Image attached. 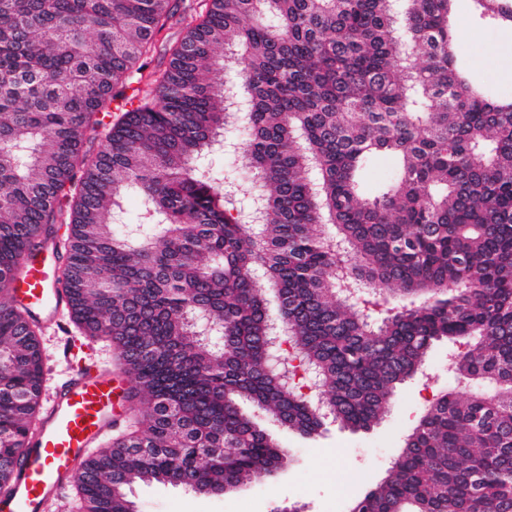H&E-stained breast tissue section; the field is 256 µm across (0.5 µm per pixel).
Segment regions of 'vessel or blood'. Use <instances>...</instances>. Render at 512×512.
Returning <instances> with one entry per match:
<instances>
[{
    "label": "vessel or blood",
    "instance_id": "b4317fda",
    "mask_svg": "<svg viewBox=\"0 0 512 512\" xmlns=\"http://www.w3.org/2000/svg\"><path fill=\"white\" fill-rule=\"evenodd\" d=\"M23 265V276L8 284L11 292L45 317L66 311L65 300L52 286L55 275L45 257L24 260ZM121 388L114 376L87 370L56 386L40 433L23 449V466L12 495L0 500V512H43L60 482L74 474L77 457L86 454L111 424L112 398Z\"/></svg>",
    "mask_w": 512,
    "mask_h": 512
}]
</instances>
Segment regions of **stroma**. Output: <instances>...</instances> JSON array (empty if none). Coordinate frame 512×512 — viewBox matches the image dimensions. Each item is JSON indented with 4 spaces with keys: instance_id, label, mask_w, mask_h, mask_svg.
Returning a JSON list of instances; mask_svg holds the SVG:
<instances>
[{
    "instance_id": "stroma-1",
    "label": "stroma",
    "mask_w": 512,
    "mask_h": 512,
    "mask_svg": "<svg viewBox=\"0 0 512 512\" xmlns=\"http://www.w3.org/2000/svg\"><path fill=\"white\" fill-rule=\"evenodd\" d=\"M463 52L483 81L512 94V30L464 26L458 31ZM43 344L49 380L66 378L71 369L116 366L114 352L74 331L67 317L43 320ZM455 385L448 372V346L429 352L425 373L395 390L382 421L368 430L351 431L326 421L318 433L261 421L290 463L275 478L211 496L184 487L137 484L128 492L137 512H350L369 483L382 478L398 456L403 440L434 394Z\"/></svg>"
}]
</instances>
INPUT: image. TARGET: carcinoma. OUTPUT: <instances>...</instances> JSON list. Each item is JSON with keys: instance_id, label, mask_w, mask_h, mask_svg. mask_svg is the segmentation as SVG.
<instances>
[{"instance_id": "obj_1", "label": "carcinoma", "mask_w": 512, "mask_h": 512, "mask_svg": "<svg viewBox=\"0 0 512 512\" xmlns=\"http://www.w3.org/2000/svg\"><path fill=\"white\" fill-rule=\"evenodd\" d=\"M463 2L512 30V0H0V495L44 390L41 322L6 284L62 248L69 320L117 350L135 408L78 461L74 512H136L138 482L267 480L288 451L240 404L312 434V367L329 418L369 430L442 341L472 390L433 396L351 512H512V96L475 78Z\"/></svg>"}]
</instances>
